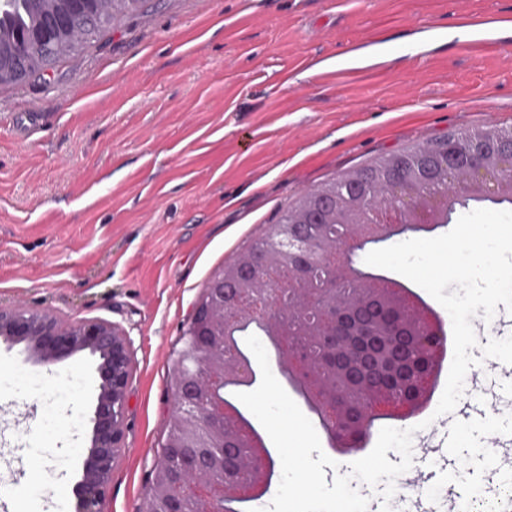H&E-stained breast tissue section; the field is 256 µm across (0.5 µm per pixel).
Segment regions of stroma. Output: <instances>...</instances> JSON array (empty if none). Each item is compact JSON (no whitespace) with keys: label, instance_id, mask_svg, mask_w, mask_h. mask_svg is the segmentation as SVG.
Listing matches in <instances>:
<instances>
[{"label":"stroma","instance_id":"1","mask_svg":"<svg viewBox=\"0 0 512 512\" xmlns=\"http://www.w3.org/2000/svg\"><path fill=\"white\" fill-rule=\"evenodd\" d=\"M512 0H147L80 56L0 86V306L105 321L131 340L125 454L104 512H145L172 359L212 276L310 188L418 143L512 126ZM383 38L384 68L332 81ZM452 413L415 430L392 512H457L512 476V366L480 347ZM101 362L51 366L0 339V512H72ZM466 432L470 445L458 447ZM47 483L13 500V485ZM423 487L427 496L411 495Z\"/></svg>","mask_w":512,"mask_h":512}]
</instances>
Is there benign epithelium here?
Masks as SVG:
<instances>
[{
  "mask_svg": "<svg viewBox=\"0 0 512 512\" xmlns=\"http://www.w3.org/2000/svg\"><path fill=\"white\" fill-rule=\"evenodd\" d=\"M76 7L49 12L19 36L13 65L20 80L30 78L28 59L42 54L43 68L52 66L54 39L93 28L98 0H68ZM463 168L467 185L455 194L502 196V178L512 174V143L475 136L464 156L445 152L432 164L395 161L388 200L372 209L379 230L367 235L352 207L340 224L351 232L343 248L323 249L316 224L280 226L272 235L262 266L231 264L208 283L206 297L193 307L190 334L202 350L199 371L177 378L181 398L179 432L165 445L173 456L170 468L153 466L158 489L154 512H249L260 492L278 478L264 461L259 432L237 406L224 399L252 388L258 372L239 344L245 329L269 328L286 386L302 398L325 432L329 448L348 454L367 446L375 424L407 420L423 413L432 398L447 352L445 320L413 290L382 276L364 273L354 256L366 245L406 231H430L439 223L450 194L441 179ZM330 263L343 277L362 287L349 303L336 289L311 294L308 302L321 316L319 359L309 356L305 332L268 327L274 321L283 289H299L312 267ZM0 337L24 342L43 365L54 364L89 349L99 353L100 393L94 413L91 445L85 450L82 478L75 489L74 512H103L112 470L123 451L126 395L132 351L126 334L103 321L62 323L22 304L0 307Z\"/></svg>",
  "mask_w": 512,
  "mask_h": 512,
  "instance_id": "obj_1",
  "label": "benign epithelium"
}]
</instances>
